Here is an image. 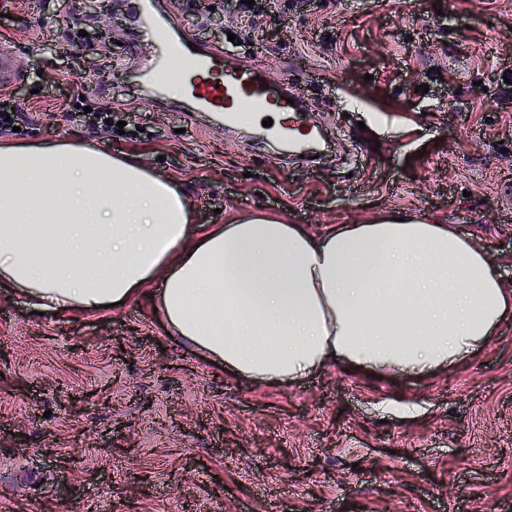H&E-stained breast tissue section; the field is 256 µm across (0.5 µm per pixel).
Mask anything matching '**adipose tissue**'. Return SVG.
Masks as SVG:
<instances>
[{
	"mask_svg": "<svg viewBox=\"0 0 512 512\" xmlns=\"http://www.w3.org/2000/svg\"><path fill=\"white\" fill-rule=\"evenodd\" d=\"M0 290L80 312L149 293L173 341L283 385L337 364L446 369L512 314L451 225L389 214L314 234L256 215L201 231L172 181L64 138L0 142Z\"/></svg>",
	"mask_w": 512,
	"mask_h": 512,
	"instance_id": "adipose-tissue-1",
	"label": "adipose tissue"
}]
</instances>
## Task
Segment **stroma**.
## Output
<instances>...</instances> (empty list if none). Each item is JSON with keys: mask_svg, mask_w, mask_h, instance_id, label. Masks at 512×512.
Returning <instances> with one entry per match:
<instances>
[{"mask_svg": "<svg viewBox=\"0 0 512 512\" xmlns=\"http://www.w3.org/2000/svg\"><path fill=\"white\" fill-rule=\"evenodd\" d=\"M157 3L186 37L236 36L241 62L304 92L331 135L319 163L145 91L156 46L125 0H0V54L29 63L10 93L38 112L7 141L135 155L197 226L451 224L512 289V0H292L265 12L260 50L232 0ZM93 72L83 103L123 133L73 110ZM0 512H512V317L445 371L336 365L280 385L167 339L143 297L38 315L1 294Z\"/></svg>", "mask_w": 512, "mask_h": 512, "instance_id": "1", "label": "stroma"}]
</instances>
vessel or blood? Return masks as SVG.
I'll return each mask as SVG.
<instances>
[{"label":"vessel or blood","mask_w":512,"mask_h":512,"mask_svg":"<svg viewBox=\"0 0 512 512\" xmlns=\"http://www.w3.org/2000/svg\"><path fill=\"white\" fill-rule=\"evenodd\" d=\"M133 10L150 27L161 54L142 75L143 82L157 93L178 88L193 111L211 112L234 125L242 109L255 121L270 120L264 135L277 139L289 151L313 156L319 131L308 128L305 95L295 89L270 85L263 65H236L231 49L199 44L189 47L186 38L174 34L152 10V0H132ZM26 77L23 61L0 54V86L21 82Z\"/></svg>","instance_id":"b4317fda"}]
</instances>
